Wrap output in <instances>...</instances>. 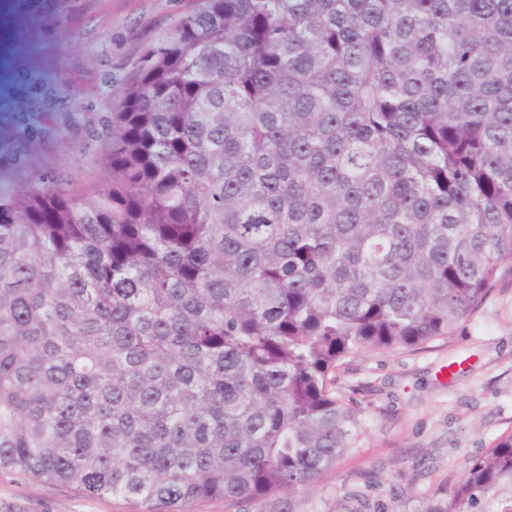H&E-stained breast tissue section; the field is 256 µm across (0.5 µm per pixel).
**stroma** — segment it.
Returning <instances> with one entry per match:
<instances>
[{
	"instance_id": "35a3bbf8",
	"label": "stroma",
	"mask_w": 512,
	"mask_h": 512,
	"mask_svg": "<svg viewBox=\"0 0 512 512\" xmlns=\"http://www.w3.org/2000/svg\"><path fill=\"white\" fill-rule=\"evenodd\" d=\"M191 0H0V188L55 171L88 191L100 119L136 75L143 50L167 40ZM38 104L36 129L18 120ZM336 391L361 431L354 448L292 496L296 512H420L466 461L512 431V278L452 336L420 349L362 353ZM0 512H135L116 496L88 497L0 472Z\"/></svg>"
}]
</instances>
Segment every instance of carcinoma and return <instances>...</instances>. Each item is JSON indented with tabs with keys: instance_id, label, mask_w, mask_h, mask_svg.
Returning <instances> with one entry per match:
<instances>
[{
	"instance_id": "carcinoma-1",
	"label": "carcinoma",
	"mask_w": 512,
	"mask_h": 512,
	"mask_svg": "<svg viewBox=\"0 0 512 512\" xmlns=\"http://www.w3.org/2000/svg\"><path fill=\"white\" fill-rule=\"evenodd\" d=\"M97 138L0 191V471L294 512L336 369L512 278V0H193ZM420 512H512V432Z\"/></svg>"
}]
</instances>
